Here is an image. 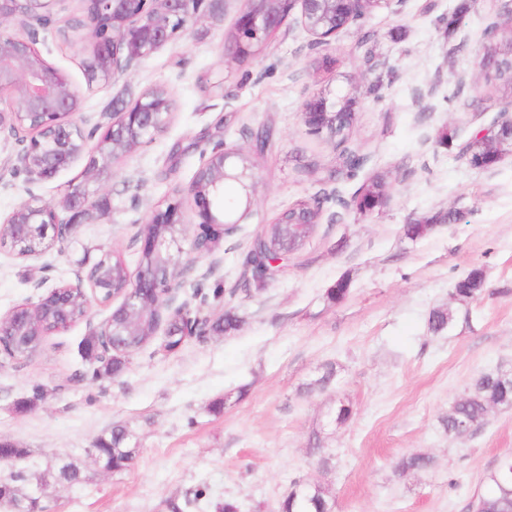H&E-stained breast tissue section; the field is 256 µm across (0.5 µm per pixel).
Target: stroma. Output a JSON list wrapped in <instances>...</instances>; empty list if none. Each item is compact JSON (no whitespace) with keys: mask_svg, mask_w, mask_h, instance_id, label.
<instances>
[{"mask_svg":"<svg viewBox=\"0 0 512 512\" xmlns=\"http://www.w3.org/2000/svg\"><path fill=\"white\" fill-rule=\"evenodd\" d=\"M238 0L109 82L87 86L80 45L38 29L42 57L83 89L91 117L165 87L176 102L153 140L119 159L98 182L84 161L54 179L28 183L14 168L20 146L0 130V222L31 199L59 201L86 183L99 203L67 240L36 258L0 250V316L42 289L74 279L104 248L136 269L134 239L151 211L186 190L217 142L247 146L269 126L251 218L213 255L181 239L178 297L215 314L232 310L239 329L208 332L167 352L152 343L128 355L115 378L88 379L77 323L47 336L19 364L0 354V440L25 453L24 465L73 462L76 483L49 480L43 512H279L295 481L328 489L333 512H466L482 478L512 453V407L492 411L474 434L451 437L449 405L482 372L512 369V151L492 168L463 153L476 130L512 110V90L488 81L480 59L491 26L508 17L501 0H399L375 10L328 46H315L297 19L260 55L238 62L224 48ZM347 92L356 119L345 146L302 121L303 100ZM447 143H440V136ZM359 154L343 175V150ZM382 178L390 199L363 215L342 200ZM325 197L316 233L264 289L246 281L252 236L300 200ZM432 221L422 238L404 227ZM481 269L485 292L466 306L451 293L457 278ZM347 297L329 302L337 280ZM452 326L428 329L438 307ZM336 382L315 387L325 365ZM43 396L26 406L34 388ZM243 390L240 400H225ZM351 418L336 423V410ZM123 426L137 455L107 473L89 450ZM431 457L429 471L397 476L405 455Z\"/></svg>","mask_w":512,"mask_h":512,"instance_id":"obj_1","label":"stroma"}]
</instances>
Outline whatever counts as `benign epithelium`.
Segmentation results:
<instances>
[{
  "label": "benign epithelium",
  "instance_id": "7a95c632",
  "mask_svg": "<svg viewBox=\"0 0 512 512\" xmlns=\"http://www.w3.org/2000/svg\"><path fill=\"white\" fill-rule=\"evenodd\" d=\"M403 0H239L240 12L235 24V56H253L256 44L266 47L282 31L288 18L299 13L314 44L327 46L340 33L376 8ZM54 0H0V130L16 135L37 130L41 136L23 140L16 157L17 167L31 183L55 178L62 170L84 155L85 127L88 120L81 112V94L58 69L47 64L35 48V30L28 20L43 26L54 23ZM217 0H82L86 12L84 70L95 68L104 73L102 81L113 80L134 62L161 50L185 25L204 19ZM9 93L3 98V93ZM355 98L344 95L334 99L318 94L301 107L302 121L313 134H336L337 123L344 116L355 115ZM167 101L141 95L124 112H105L106 122H97L92 131L103 129L97 154L88 158V179L99 181L108 174L112 163L153 139L164 128L169 113ZM262 144L253 141L247 147H214L207 163L195 174L186 190L187 202L180 200L159 205L149 215L136 237L140 258L159 255L164 268L137 266L126 273L123 287H112V266L104 259L89 269H79L75 280L53 288L35 303H24L0 318V352L15 358V351L26 336L50 335L35 329V319L46 301L53 302L56 315L54 330L59 331L84 321L86 336L97 342L101 356L120 351L113 336L128 315L154 317L156 326L173 318L182 322L180 342L202 336L210 318L191 315L189 304L177 303L180 288L179 261L172 248L185 226H195L192 248L211 254L216 247H205L209 238H224L236 233L238 226L252 215L257 194L258 157ZM235 181L241 187L237 209L226 211L216 206L224 194V183ZM328 197H319L306 207H290L286 223L293 230L279 240L280 257L299 252L315 234ZM91 208L90 194L84 185H71L57 203L29 202L14 210L0 225V235L8 233L20 249L22 258L37 257L69 234L78 218ZM120 304L99 323L89 320L91 299L106 304L116 298Z\"/></svg>",
  "mask_w": 512,
  "mask_h": 512
}]
</instances>
